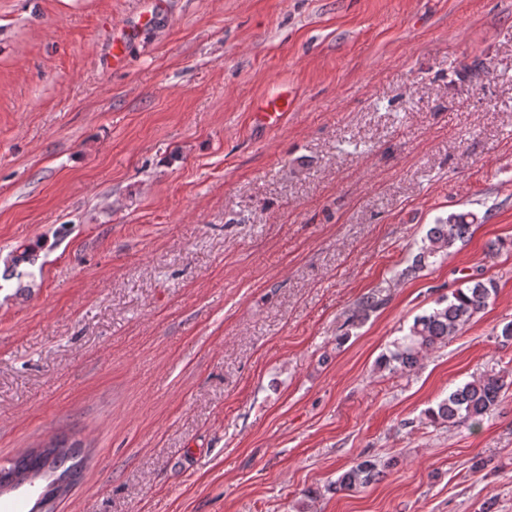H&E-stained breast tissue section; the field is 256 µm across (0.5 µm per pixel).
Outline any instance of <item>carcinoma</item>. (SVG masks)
<instances>
[{
    "instance_id": "carcinoma-1",
    "label": "carcinoma",
    "mask_w": 512,
    "mask_h": 512,
    "mask_svg": "<svg viewBox=\"0 0 512 512\" xmlns=\"http://www.w3.org/2000/svg\"><path fill=\"white\" fill-rule=\"evenodd\" d=\"M475 223L477 216L467 212L452 214L432 225L421 240L415 256V266L422 268L447 256L448 251L456 243L468 237ZM492 292L493 286L481 278L467 276L463 287L454 290L448 297L436 300L434 307L414 318L408 332L391 342L388 352L380 356L379 366L393 373L412 371L425 353L446 343L481 313L487 307ZM384 304L385 299L378 293L364 294L343 323L346 332L338 336L337 340L341 343L347 340V328L364 322L371 313ZM505 387L506 383L502 377L486 374L449 392L436 406L428 409L427 416L433 423L447 424L451 427H477L496 409ZM76 447V443L68 446L63 440L57 441L51 444L48 450H32L18 455L9 462L7 469L17 481L34 472L48 481L60 476L69 486L77 472L78 464L74 463L67 468L64 464L74 458L73 449ZM382 473L380 463L373 459L361 458L338 477L336 489L356 490L367 487Z\"/></svg>"
}]
</instances>
